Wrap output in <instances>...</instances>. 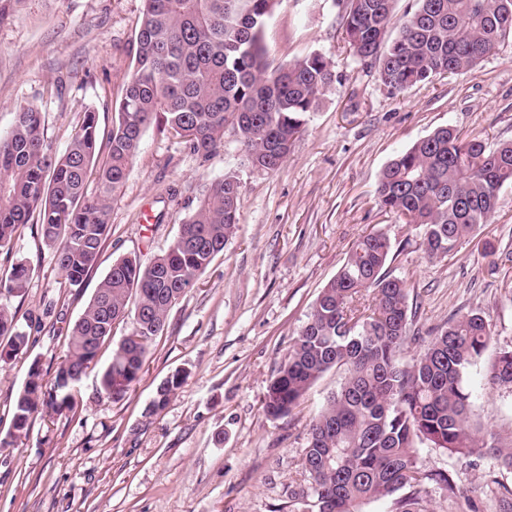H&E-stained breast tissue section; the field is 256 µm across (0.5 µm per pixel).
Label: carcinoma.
<instances>
[{
  "label": "carcinoma",
  "instance_id": "obj_1",
  "mask_svg": "<svg viewBox=\"0 0 512 512\" xmlns=\"http://www.w3.org/2000/svg\"><path fill=\"white\" fill-rule=\"evenodd\" d=\"M279 2L144 0L133 72L104 148L93 110L82 113L59 156L48 154L42 112H17L0 138V251H12L18 229L34 220L69 288L81 289L109 232L110 200L154 123L204 157L224 147L230 127L254 168L278 170L313 102L333 80L316 52L270 65L264 30ZM342 9L350 51L375 61L379 80L393 93L438 75L474 72L512 38V0H416L401 16L396 0H344ZM92 175L96 191L90 194ZM511 185L512 142L490 147L448 126L395 156L376 193L385 210L420 229L424 254L444 261L489 222L500 191ZM239 198L235 176L213 180L151 265L134 257L113 263L72 326L52 385L39 369L29 372L0 447L27 434L42 408H74L84 370L114 325L130 318L138 340H121L99 381L101 395L118 399L128 392L150 343L164 330L170 298L180 300L234 234ZM391 251L382 229L360 237L322 288L261 400L268 416H289L324 374L343 372L312 422L301 458L315 512H359L366 500L388 498L399 512H424L430 481L455 493L451 474L422 468V445L486 456L512 470V448L494 445L471 421L466 386L469 369L483 361L489 383L512 390V345L485 358L495 331L473 311L452 317L428 341L410 334L409 289L384 271ZM30 271L25 259L13 264L0 277V294L21 292ZM26 343L15 313L0 303V354L10 356ZM420 343L423 350L402 362L409 345ZM183 380L176 372L162 381L152 409H162Z\"/></svg>",
  "mask_w": 512,
  "mask_h": 512
}]
</instances>
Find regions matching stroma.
Segmentation results:
<instances>
[{
	"instance_id": "35a3bbf8",
	"label": "stroma",
	"mask_w": 512,
	"mask_h": 512,
	"mask_svg": "<svg viewBox=\"0 0 512 512\" xmlns=\"http://www.w3.org/2000/svg\"><path fill=\"white\" fill-rule=\"evenodd\" d=\"M143 0H14L0 24V137L20 108L45 116L47 142L63 152L86 108L107 143L132 74ZM338 0H280L267 21L273 65L313 52L335 75L306 117L283 166L254 169L237 136L210 157L151 127L111 202L110 231L84 287L64 286L54 252L35 226L19 228L0 275L25 258L15 311L26 346L0 360V438L28 372L53 381L69 330L113 262L149 264L177 237L209 183L230 173L240 185V222L223 253L170 311L140 377L125 396H99L97 369L79 385L76 408L39 411L26 436L0 448V512H311L300 461L310 424L336 392L326 373L294 414L271 419L261 397L324 285L372 227L387 231L389 275L404 280L421 335L458 312L476 311L499 345L512 344V187L501 190L490 224L444 261L428 259L415 226L380 207L379 175L398 153L452 126L488 145L512 141V41L477 71L437 77L393 95L374 62L354 57ZM184 384L158 412L157 386L175 371ZM473 422L512 448V391L490 388L472 367ZM425 470L450 473L455 495L428 483L425 512H512L499 485L512 472L490 458L421 447Z\"/></svg>"
}]
</instances>
